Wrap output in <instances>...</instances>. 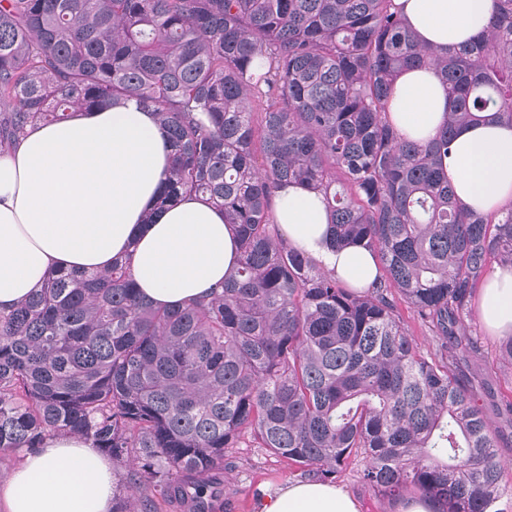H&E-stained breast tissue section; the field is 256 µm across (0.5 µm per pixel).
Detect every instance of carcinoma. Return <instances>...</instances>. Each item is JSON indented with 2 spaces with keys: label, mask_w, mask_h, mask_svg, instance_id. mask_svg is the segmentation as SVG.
Here are the masks:
<instances>
[{
  "label": "carcinoma",
  "mask_w": 512,
  "mask_h": 512,
  "mask_svg": "<svg viewBox=\"0 0 512 512\" xmlns=\"http://www.w3.org/2000/svg\"><path fill=\"white\" fill-rule=\"evenodd\" d=\"M425 66L450 109L418 144L388 104ZM121 100L174 148L158 206L208 197L237 265L173 307L115 261L0 312V450L83 437L127 468L112 512L172 494L208 512L209 476L244 441L321 481L354 463L391 499L413 488L439 512H486L504 466L457 364L477 349L467 320L489 263L512 264V206L465 208L446 159L458 127L512 126V0L460 51L419 44L393 0H0V151ZM290 183L383 274L354 288L290 247L271 208ZM400 301L434 350L409 339Z\"/></svg>",
  "instance_id": "carcinoma-1"
}]
</instances>
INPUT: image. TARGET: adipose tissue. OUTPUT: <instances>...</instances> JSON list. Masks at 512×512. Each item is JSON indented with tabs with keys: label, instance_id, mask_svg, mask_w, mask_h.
<instances>
[{
	"label": "adipose tissue",
	"instance_id": "obj_1",
	"mask_svg": "<svg viewBox=\"0 0 512 512\" xmlns=\"http://www.w3.org/2000/svg\"><path fill=\"white\" fill-rule=\"evenodd\" d=\"M417 40L457 48L486 25L493 0H394ZM448 91L432 69L405 72L389 103L410 139L442 126ZM171 147L153 113L136 101L79 111L29 130L0 153V311L28 300L54 272L97 271L131 257L132 274L154 303L177 305L220 287L238 241L211 202L184 195L158 208ZM448 178L460 202L486 214L512 204V127L464 125L455 135ZM274 216L289 244L353 287L374 280L372 254L333 250L320 196L288 186ZM480 313L499 335L512 334V266L498 267L479 291ZM117 478L107 458L74 434L47 436L0 479V512H112ZM253 512H360L342 487L294 480L261 489Z\"/></svg>",
	"mask_w": 512,
	"mask_h": 512
}]
</instances>
